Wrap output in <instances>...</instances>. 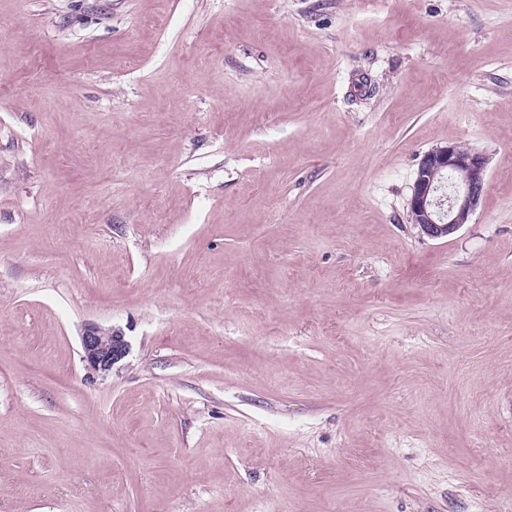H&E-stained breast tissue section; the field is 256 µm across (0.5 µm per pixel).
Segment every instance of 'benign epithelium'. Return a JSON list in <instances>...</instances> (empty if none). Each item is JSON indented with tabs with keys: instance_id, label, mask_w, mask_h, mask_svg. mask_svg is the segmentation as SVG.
<instances>
[{
	"instance_id": "benign-epithelium-1",
	"label": "benign epithelium",
	"mask_w": 512,
	"mask_h": 512,
	"mask_svg": "<svg viewBox=\"0 0 512 512\" xmlns=\"http://www.w3.org/2000/svg\"><path fill=\"white\" fill-rule=\"evenodd\" d=\"M486 157L457 144L433 148L423 154L408 202L409 217L430 239L449 238L476 212L486 186ZM83 361L89 369L106 373L129 351L118 330L95 325L81 336Z\"/></svg>"
}]
</instances>
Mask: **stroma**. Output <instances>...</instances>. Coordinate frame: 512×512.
<instances>
[{"label": "stroma", "mask_w": 512, "mask_h": 512, "mask_svg": "<svg viewBox=\"0 0 512 512\" xmlns=\"http://www.w3.org/2000/svg\"><path fill=\"white\" fill-rule=\"evenodd\" d=\"M0 512H512V0H0ZM487 159L457 144L423 154L408 202L409 217L430 239L449 238L476 212L486 186ZM448 179L452 189L448 191ZM81 344L83 361L97 373L111 371L129 351L128 341L121 331L105 330L95 325L85 328Z\"/></svg>", "instance_id": "35a3bbf8"}]
</instances>
